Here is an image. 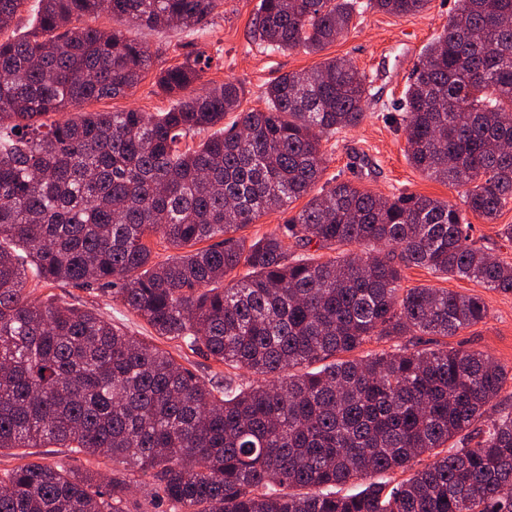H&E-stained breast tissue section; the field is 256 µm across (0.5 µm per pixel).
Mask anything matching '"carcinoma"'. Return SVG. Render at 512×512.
Wrapping results in <instances>:
<instances>
[{
    "mask_svg": "<svg viewBox=\"0 0 512 512\" xmlns=\"http://www.w3.org/2000/svg\"><path fill=\"white\" fill-rule=\"evenodd\" d=\"M26 2L0 0V31ZM218 2L37 0L36 29L0 39V451L66 449L63 463L1 473L0 512H130L134 482L172 512H512L501 364L405 344L348 358L375 337L454 336L486 318L479 295L402 287L405 268L512 292V262L477 245L464 215L493 222L512 199V0H457L399 105L409 163L465 188L463 210L350 181L314 190L323 144L373 97L343 58L280 76L264 108L241 112L239 82L187 93L210 65L201 53L157 76L180 95L166 112L56 118L144 79L136 31H198ZM428 3L260 0L250 39L318 53L368 9ZM102 13L127 29L88 25ZM230 112L227 129L187 145ZM313 190L277 232L236 236ZM153 236L181 254L155 259ZM33 282L107 293L155 336L264 382L208 385L154 342L34 296ZM355 480L365 487L336 492Z\"/></svg>",
    "mask_w": 512,
    "mask_h": 512,
    "instance_id": "1",
    "label": "carcinoma"
}]
</instances>
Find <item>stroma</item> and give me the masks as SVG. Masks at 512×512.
Masks as SVG:
<instances>
[{
	"mask_svg": "<svg viewBox=\"0 0 512 512\" xmlns=\"http://www.w3.org/2000/svg\"><path fill=\"white\" fill-rule=\"evenodd\" d=\"M258 4L259 0H223L205 30L198 32L178 35L164 30L138 32V39L152 57L150 76L127 96L84 103L82 108L69 109L68 117L79 118L84 111L137 109L155 113L172 108L175 97L159 90L155 75L199 51L206 52L211 58L204 84H221L228 79L239 81L246 90L241 104L245 111L262 108L261 91L280 75L311 69L325 57L345 58L372 79L374 98L359 126L341 131L325 143L327 164L323 181L350 180L360 190L384 197L413 193L462 204L463 188L428 179L410 165L404 132L396 123L392 108L405 89L414 62L447 26L457 0H430L423 13L407 17L368 11L355 19L350 30L329 44L320 55L302 48L273 52L252 43L250 27ZM467 220L473 227V238L485 246L489 254L512 262V243L502 241L498 236L502 225L512 224V200L503 207L497 221L490 223L472 214ZM402 285L480 295L488 308L486 319L448 337L447 344L452 348L485 352L506 368H512V293L489 290L477 283L437 275L420 267L405 269ZM49 294L70 304L98 308L112 323L137 335L147 338L153 334L144 321L110 298L63 284L40 285L38 297ZM162 347L207 383L223 381L228 375L240 383L254 384L261 380L257 374L229 371L224 365L180 343L166 341Z\"/></svg>",
	"mask_w": 512,
	"mask_h": 512,
	"instance_id": "stroma-1",
	"label": "stroma"
}]
</instances>
